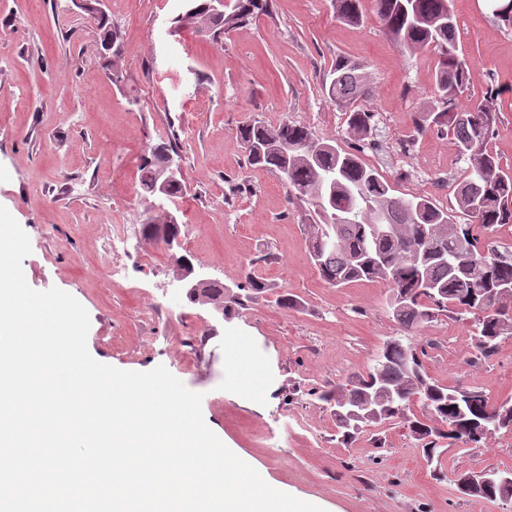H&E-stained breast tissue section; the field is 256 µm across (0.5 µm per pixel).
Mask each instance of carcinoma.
Masks as SVG:
<instances>
[{"label": "carcinoma", "instance_id": "1", "mask_svg": "<svg viewBox=\"0 0 512 512\" xmlns=\"http://www.w3.org/2000/svg\"><path fill=\"white\" fill-rule=\"evenodd\" d=\"M209 0H189L175 18L176 27L199 33L248 23L270 10L271 0H232L215 16ZM450 0H375L376 14L392 40L404 49L430 50L438 55L436 96L413 120L414 133L434 129L452 132L458 155L467 168L457 187L458 207L469 224H452L448 211L426 195H393V187L366 164L365 140L377 130L376 114L354 108L365 93L359 67L338 61L330 73L329 94L345 111L355 142L350 149L314 137L306 126L283 122L267 126L248 123L239 129L251 165L286 175L288 199L313 208L316 231L309 254L319 277L342 288L357 281H384L393 319L409 334L440 315L471 314L474 319L473 359L495 355L504 338L512 337V241L487 243L488 234L512 224V172L505 171L490 149L497 134V101L512 87L492 86L479 103L460 111L456 100L464 91L467 64L458 54L456 22ZM336 16L348 23L363 20L360 0H332ZM165 142L150 147L139 169L141 189L156 195L157 172L166 155ZM336 172V182L322 187V175ZM213 305L236 303L222 284L199 289ZM318 399L340 408L346 404L367 414L361 421L336 415L341 442L351 443L364 426L400 421L428 455L443 443L475 445L502 430L512 431V398L496 404L483 391L464 392L431 381L424 374L417 349L399 339L386 341L368 370L334 390L312 391ZM425 399L431 418L424 421L411 406ZM469 475L457 479L459 489L473 494ZM512 501V485L495 482L475 493Z\"/></svg>", "mask_w": 512, "mask_h": 512}]
</instances>
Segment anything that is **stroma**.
I'll return each mask as SVG.
<instances>
[{
    "mask_svg": "<svg viewBox=\"0 0 512 512\" xmlns=\"http://www.w3.org/2000/svg\"><path fill=\"white\" fill-rule=\"evenodd\" d=\"M186 0H103L120 35L115 61L76 0H0V206L28 235V285L59 288L87 310V347L98 362L130 372L165 366L203 393L207 426L252 459L272 487L324 512H504L469 496L462 473L512 471V433L478 448L442 446L430 457L398 424L368 427L341 444L333 407L313 389H335L367 371L383 343L425 350L432 381L476 387L491 401L512 396V339L471 363V319L439 316L416 335L392 318L377 282L332 288L308 254L313 219L289 201L278 175L249 165L237 129L290 121L346 148L347 118L325 90L337 60L358 64L379 134L363 159L398 195L425 194L468 223L437 177L465 163L449 133L412 138V118L432 103L437 57L399 49L374 0L363 20H337L331 0H272L269 14L218 41L175 29ZM470 109L488 84L512 85V26L487 0H453ZM172 143L186 193L166 202L180 225V255L201 277L226 285L252 273L266 288L217 317L173 279L170 253L144 237L150 199L139 167L150 146ZM134 237L117 283H108L112 227ZM290 296L288 306L279 296ZM259 366L265 391L244 395L227 379L237 350Z\"/></svg>",
    "mask_w": 512,
    "mask_h": 512,
    "instance_id": "35a3bbf8",
    "label": "stroma"
}]
</instances>
